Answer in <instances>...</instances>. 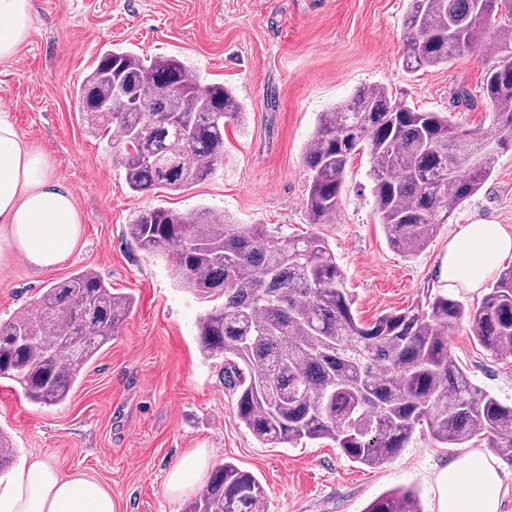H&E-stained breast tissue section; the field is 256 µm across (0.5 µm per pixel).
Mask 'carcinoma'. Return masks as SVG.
I'll return each instance as SVG.
<instances>
[{"mask_svg": "<svg viewBox=\"0 0 512 512\" xmlns=\"http://www.w3.org/2000/svg\"><path fill=\"white\" fill-rule=\"evenodd\" d=\"M512 0H408L402 63L409 72L447 65L486 45L481 93L498 131L512 144V29H489ZM74 108L91 132L107 138L113 163L135 194L187 190L224 165V127L242 122L236 94L202 86L174 58L147 59L108 49L77 84ZM371 159L373 210L390 247L424 250L454 210L489 178L490 143L448 117L363 85L321 113L306 146L309 223L336 214L350 159ZM130 235L149 254L172 256L185 289L203 302L223 299L199 319L201 351L224 362L238 420L262 444L294 447L328 440L352 463L377 468L426 425L443 448L487 441L512 467V403L476 386L448 356V336L468 319L478 343L512 358V266L477 307L448 296L368 324L353 313L346 274L318 232L283 237L266 224H234L223 214L152 208L137 214ZM134 307L92 270L52 283L34 308L0 322V379L26 399L57 406L100 350L119 335ZM14 462L0 432V474ZM186 512H265L258 479L226 462ZM364 512H422L411 488L391 489Z\"/></svg>", "mask_w": 512, "mask_h": 512, "instance_id": "obj_1", "label": "carcinoma"}]
</instances>
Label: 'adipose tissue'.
<instances>
[{
	"mask_svg": "<svg viewBox=\"0 0 512 512\" xmlns=\"http://www.w3.org/2000/svg\"><path fill=\"white\" fill-rule=\"evenodd\" d=\"M32 24L30 0H0V60L14 57ZM83 219L72 193L46 156L0 112V263L20 252L33 267L62 263L76 248ZM512 254L502 225H457L444 261L449 288L475 292ZM437 512H499L508 488L490 455L458 458L437 476ZM0 512H115L112 492L82 473L61 474L41 460L25 464L0 490Z\"/></svg>",
	"mask_w": 512,
	"mask_h": 512,
	"instance_id": "1",
	"label": "adipose tissue"
}]
</instances>
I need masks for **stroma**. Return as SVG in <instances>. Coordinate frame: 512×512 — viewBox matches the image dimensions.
I'll list each match as a JSON object with an SVG mask.
<instances>
[{
	"mask_svg": "<svg viewBox=\"0 0 512 512\" xmlns=\"http://www.w3.org/2000/svg\"><path fill=\"white\" fill-rule=\"evenodd\" d=\"M406 8L407 0H33L28 39L0 61V110L48 157L83 225L76 249L54 268L36 271L20 257L0 266V320L81 269L97 271L135 306L63 404H32L19 385L0 380V431L16 450L15 467L40 459L64 474L86 473L111 490L116 512H185L203 479L173 496L167 477L200 451L208 468L230 461L252 472L266 491V512H363L396 487L414 488L423 512H437L435 477L463 451L439 447L426 428L375 469L348 461L327 441L259 443L236 418L220 361L199 348L197 320L207 303L181 286L172 260L140 250L128 233L139 211L157 207H207L284 236L310 231L304 147L320 113L364 84L495 138L478 57L413 74L403 69ZM113 47L178 58L201 84L221 83L237 94L245 123L225 128L224 167L215 176L178 193L130 192L104 142L74 110L77 82ZM369 169L367 154L349 161L340 206L319 227L345 271L359 321L429 294L478 305L482 292H449L442 260L456 225L484 221L512 231V146L496 149L489 180L408 257L390 248L374 215ZM448 344L475 385L512 401V360L491 356L465 323Z\"/></svg>",
	"mask_w": 512,
	"mask_h": 512,
	"instance_id": "35a3bbf8",
	"label": "stroma"
}]
</instances>
